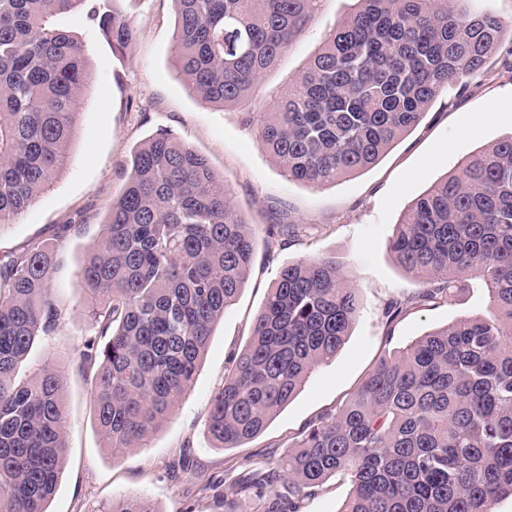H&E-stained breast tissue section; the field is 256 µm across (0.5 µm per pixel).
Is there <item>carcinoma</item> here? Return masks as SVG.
I'll return each instance as SVG.
<instances>
[{
    "mask_svg": "<svg viewBox=\"0 0 512 512\" xmlns=\"http://www.w3.org/2000/svg\"><path fill=\"white\" fill-rule=\"evenodd\" d=\"M178 72L208 105L246 101L311 24L320 0H171ZM268 112H251L288 179L319 187L375 164L450 87L487 73L502 22L466 0H356ZM87 0H0V224L12 223L66 167L78 100L91 80L81 43L56 15ZM112 50L135 37L117 14L89 10ZM269 224L268 236H295ZM397 262L426 284L390 301L391 323L480 279L489 314L470 315L384 355L335 412L317 416L288 453L221 494L255 512H302L333 475L349 477L339 512H496L512 496V136L468 158L396 224ZM256 227L207 159L160 130L135 150L120 196L80 276L96 337L75 346L91 376L103 448H138L190 391L213 326L247 281ZM53 252L31 243L0 261V512H47L67 461L65 376L16 370L60 319L48 297ZM360 311L331 255L284 265L251 336L213 393L205 423L218 448L260 433ZM288 486V494L279 487ZM105 512H158L140 496Z\"/></svg>",
    "mask_w": 512,
    "mask_h": 512,
    "instance_id": "1",
    "label": "carcinoma"
}]
</instances>
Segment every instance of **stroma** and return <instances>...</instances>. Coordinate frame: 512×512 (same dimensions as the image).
<instances>
[{"instance_id": "1", "label": "stroma", "mask_w": 512, "mask_h": 512, "mask_svg": "<svg viewBox=\"0 0 512 512\" xmlns=\"http://www.w3.org/2000/svg\"><path fill=\"white\" fill-rule=\"evenodd\" d=\"M116 6L136 36L124 54L112 52L85 11L59 14L55 24L77 35L91 62L93 82L78 108L69 162L55 182L15 221L0 227V258L32 242L51 245L55 271L50 297L61 311L56 333L34 344L19 378L53 360L66 377L68 460L48 512H103L128 494L148 497L158 512H253L249 498H204L201 486H221L278 460L316 416L335 411L379 359L460 316L486 310V294L471 282L458 297L407 311L387 322L390 300L422 288L397 263L389 241L400 216L432 184L455 173L466 158L512 135V56L506 46L489 57L484 76L465 92L448 89L420 124L380 160L358 174L319 188L284 176L245 121L268 111L317 51L323 34L355 9L356 0H320L314 23L261 78L242 104H203L178 74L171 0H100ZM170 131L205 156L232 188L239 213L251 224H300V236L258 234L254 262L236 302L214 327L191 390L147 447L112 455L102 448L89 384L74 347L95 335L85 309L91 301L79 275L86 250L102 235L124 169L135 148L158 130ZM329 254L348 271L361 312L334 360L317 368L302 390L257 437L237 448L215 447L205 435L214 391L232 354L246 345L253 320L282 265ZM189 453L187 470L176 462Z\"/></svg>"}]
</instances>
